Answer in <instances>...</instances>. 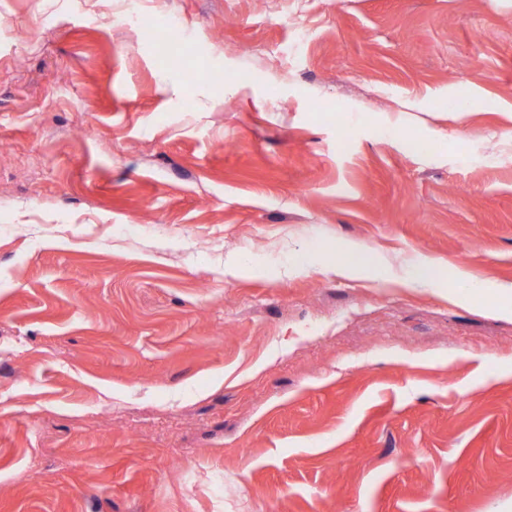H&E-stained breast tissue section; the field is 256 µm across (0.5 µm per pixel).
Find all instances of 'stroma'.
I'll return each instance as SVG.
<instances>
[{
    "mask_svg": "<svg viewBox=\"0 0 512 512\" xmlns=\"http://www.w3.org/2000/svg\"><path fill=\"white\" fill-rule=\"evenodd\" d=\"M146 7L0 0V512L512 502V0ZM439 269L432 263L411 271L404 283L413 288H432L438 284Z\"/></svg>",
    "mask_w": 512,
    "mask_h": 512,
    "instance_id": "obj_1",
    "label": "stroma"
}]
</instances>
